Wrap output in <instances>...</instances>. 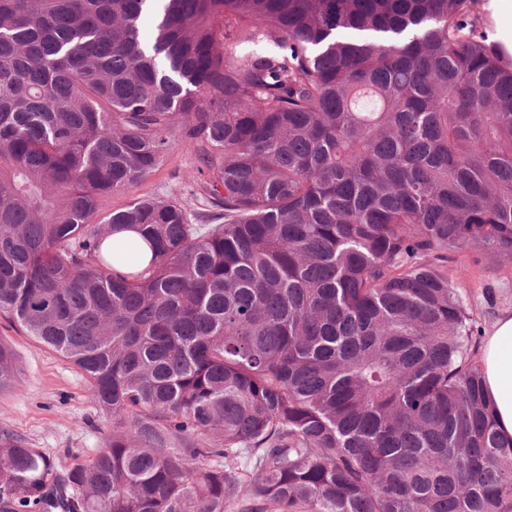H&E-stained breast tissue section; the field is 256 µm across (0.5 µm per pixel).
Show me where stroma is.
Returning a JSON list of instances; mask_svg holds the SVG:
<instances>
[{"mask_svg": "<svg viewBox=\"0 0 512 512\" xmlns=\"http://www.w3.org/2000/svg\"><path fill=\"white\" fill-rule=\"evenodd\" d=\"M194 167L191 147L178 144L165 166L106 198L102 211L184 184ZM448 276L473 315L478 340H485L497 318L512 312V275L481 253L467 251L450 254ZM0 342L11 347L20 379L18 389L0 390V434L23 438L67 468L89 462L111 436L112 418L92 402L84 374L1 316Z\"/></svg>", "mask_w": 512, "mask_h": 512, "instance_id": "stroma-1", "label": "stroma"}]
</instances>
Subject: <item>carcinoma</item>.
Here are the masks:
<instances>
[{
	"label": "carcinoma",
	"mask_w": 512,
	"mask_h": 512,
	"mask_svg": "<svg viewBox=\"0 0 512 512\" xmlns=\"http://www.w3.org/2000/svg\"><path fill=\"white\" fill-rule=\"evenodd\" d=\"M478 3L0 0V315L116 422L70 469L0 435V512H512L445 270L512 272ZM179 142L191 183L101 213Z\"/></svg>",
	"instance_id": "1"
}]
</instances>
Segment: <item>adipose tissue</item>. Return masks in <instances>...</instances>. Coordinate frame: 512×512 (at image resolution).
I'll return each instance as SVG.
<instances>
[{"instance_id":"1","label":"adipose tissue","mask_w":512,"mask_h":512,"mask_svg":"<svg viewBox=\"0 0 512 512\" xmlns=\"http://www.w3.org/2000/svg\"><path fill=\"white\" fill-rule=\"evenodd\" d=\"M481 363L497 430L512 440V313H504L494 323L482 349Z\"/></svg>"}]
</instances>
